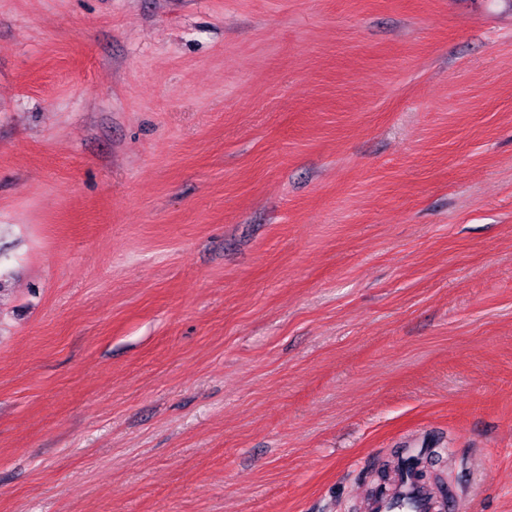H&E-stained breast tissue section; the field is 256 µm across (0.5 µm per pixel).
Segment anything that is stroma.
Segmentation results:
<instances>
[{
  "label": "stroma",
  "instance_id": "35a3bbf8",
  "mask_svg": "<svg viewBox=\"0 0 512 512\" xmlns=\"http://www.w3.org/2000/svg\"><path fill=\"white\" fill-rule=\"evenodd\" d=\"M0 512H512L507 0H0ZM397 499L409 501L411 508L395 507L394 502ZM368 510L371 512H444L445 504L430 484L404 476L397 479L385 494L371 497Z\"/></svg>",
  "mask_w": 512,
  "mask_h": 512
}]
</instances>
